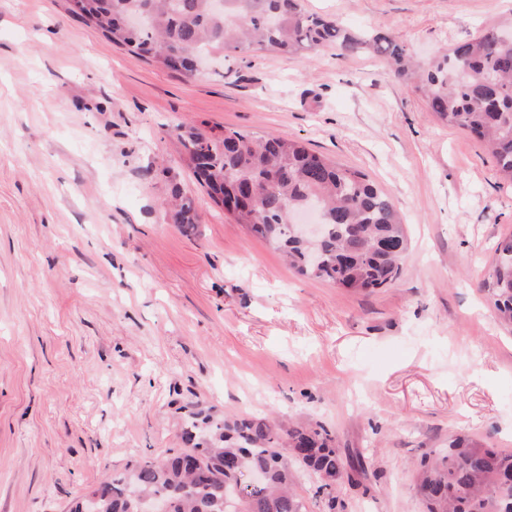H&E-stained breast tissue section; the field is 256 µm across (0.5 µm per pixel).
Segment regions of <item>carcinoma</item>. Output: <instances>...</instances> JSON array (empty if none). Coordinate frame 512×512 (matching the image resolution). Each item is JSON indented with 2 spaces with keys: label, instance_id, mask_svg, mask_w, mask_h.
<instances>
[{
  "label": "carcinoma",
  "instance_id": "cac0c4a2",
  "mask_svg": "<svg viewBox=\"0 0 512 512\" xmlns=\"http://www.w3.org/2000/svg\"><path fill=\"white\" fill-rule=\"evenodd\" d=\"M112 44L188 76L199 60L245 52L299 55L334 48L386 60L408 90L424 94L434 114L488 144L500 175L512 182V22L489 26L437 56L418 61L389 29L353 31L306 13L300 0H79L76 11ZM183 159L212 201L237 224L280 251L297 273L353 291L392 284L407 250L401 218L365 173L345 168L299 141L273 134L189 129ZM173 218L196 230L192 198L173 191ZM316 204L326 218L321 238L305 241L292 227L295 210ZM498 319L512 326V237L500 240L485 280ZM184 447L160 460L137 461L91 490L95 512H147L157 494L172 512H225L227 487L241 486L234 512H306L294 489L298 469L316 476L325 512L345 509L336 485L361 466L346 464L321 424L290 425L266 417H219L189 411ZM266 483L249 488L246 473ZM416 488L428 512H512V452L458 436L418 466Z\"/></svg>",
  "mask_w": 512,
  "mask_h": 512
}]
</instances>
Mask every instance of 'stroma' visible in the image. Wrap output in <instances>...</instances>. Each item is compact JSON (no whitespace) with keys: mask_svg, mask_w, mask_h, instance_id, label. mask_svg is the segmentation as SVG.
Masks as SVG:
<instances>
[{"mask_svg":"<svg viewBox=\"0 0 512 512\" xmlns=\"http://www.w3.org/2000/svg\"><path fill=\"white\" fill-rule=\"evenodd\" d=\"M419 56L512 0H302ZM275 134L370 176L410 239L391 285L298 276L182 158L178 127ZM194 201L185 234L162 207ZM512 182L384 63L233 55L189 77L112 45L70 0H0V512H67L181 447L183 407L325 425L364 471L345 512H425L422 458L512 452V328L483 283Z\"/></svg>","mask_w":512,"mask_h":512,"instance_id":"1","label":"stroma"}]
</instances>
